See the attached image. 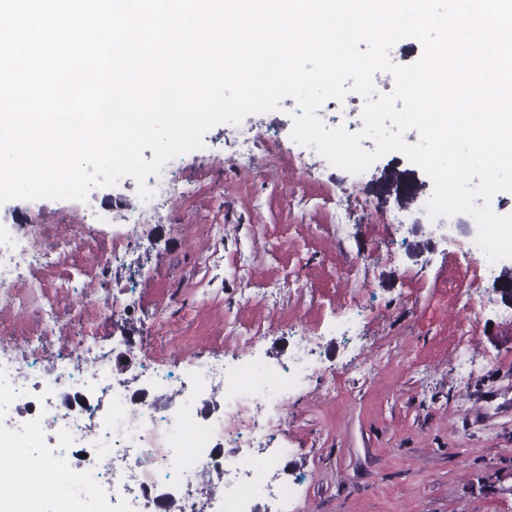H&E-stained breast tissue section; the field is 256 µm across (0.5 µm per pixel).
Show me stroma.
Listing matches in <instances>:
<instances>
[{
  "mask_svg": "<svg viewBox=\"0 0 512 512\" xmlns=\"http://www.w3.org/2000/svg\"><path fill=\"white\" fill-rule=\"evenodd\" d=\"M293 110L287 98L246 117L265 132L259 170L240 167L232 124L176 160L172 203L149 212L137 248L108 271L127 310L102 325L106 347L141 345L185 376L216 358L283 366L296 336L316 337L317 362L283 395L268 443L297 483L293 512H512V308L490 275L473 283L476 317L441 296L449 264L475 263L462 248L475 221L454 215L445 237L432 231L428 190L407 204L378 199L385 173L412 169L401 153L352 174L273 142L268 130ZM138 200L126 177L83 203L0 205V225L74 222L88 204L109 216ZM162 321L188 337L187 353L146 336ZM243 321L259 331L254 344L238 338Z\"/></svg>",
  "mask_w": 512,
  "mask_h": 512,
  "instance_id": "stroma-1",
  "label": "stroma"
}]
</instances>
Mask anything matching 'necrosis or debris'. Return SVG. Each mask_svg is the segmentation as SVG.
Returning a JSON list of instances; mask_svg holds the SVG:
<instances>
[{
    "label": "necrosis or debris",
    "mask_w": 512,
    "mask_h": 512,
    "mask_svg": "<svg viewBox=\"0 0 512 512\" xmlns=\"http://www.w3.org/2000/svg\"><path fill=\"white\" fill-rule=\"evenodd\" d=\"M102 221L90 207L76 224L0 233V341L13 344L0 355V416L23 418L0 428V447L17 451L12 500H32L25 476L46 436L45 470L67 478L58 512H187L201 478L220 512H253L260 492L290 503L295 490L279 480L266 447L224 448L276 427L264 411L308 371L312 337H297L285 371L216 360L176 381L144 356L137 384L123 383L99 336L101 320L123 316L121 299L94 308L75 298L128 252L127 233L102 231ZM491 267L484 257L470 271L449 267L445 298L474 313L471 284Z\"/></svg>",
    "instance_id": "obj_1"
}]
</instances>
